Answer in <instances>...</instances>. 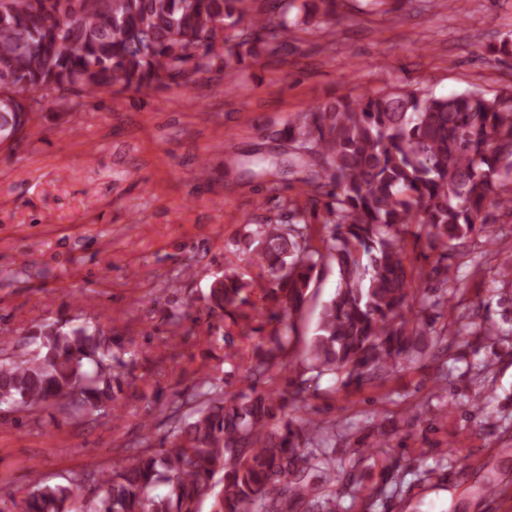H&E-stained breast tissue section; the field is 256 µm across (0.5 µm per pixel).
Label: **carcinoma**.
I'll use <instances>...</instances> for the list:
<instances>
[{"label": "carcinoma", "mask_w": 512, "mask_h": 512, "mask_svg": "<svg viewBox=\"0 0 512 512\" xmlns=\"http://www.w3.org/2000/svg\"><path fill=\"white\" fill-rule=\"evenodd\" d=\"M247 0H0V145L16 141L33 107L68 95L142 93L195 83L224 58L233 69L282 47L296 0H269L238 27ZM288 157L308 202L322 206L325 252L307 219L260 224L247 237L251 263L283 323L308 299L322 269L336 289L320 311L302 360L288 334L259 338L246 386L228 393L202 379L189 411L175 410L176 441L133 461L44 485L30 474L24 512H341L336 498L355 465L326 443L328 422L298 414L327 376L340 389L392 376L424 342L428 311L442 304L412 291L407 236L441 258L512 215V86L450 96L417 90L336 95L288 124ZM247 283L232 265L205 296L234 326L249 319ZM34 349H0V410L53 409L80 424L121 409L113 382L134 384L112 338L78 319L36 326ZM98 483L87 495L86 484Z\"/></svg>", "instance_id": "cac0c4a2"}]
</instances>
